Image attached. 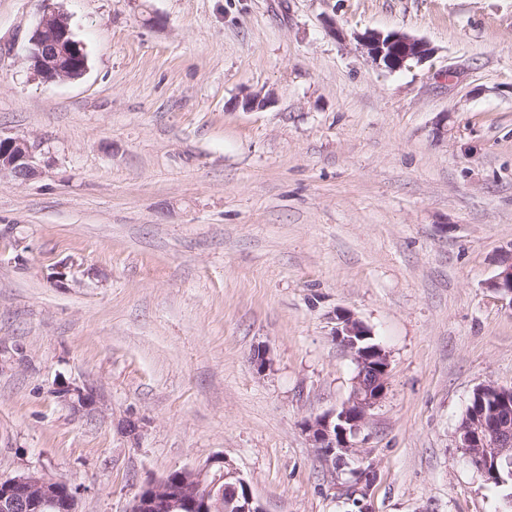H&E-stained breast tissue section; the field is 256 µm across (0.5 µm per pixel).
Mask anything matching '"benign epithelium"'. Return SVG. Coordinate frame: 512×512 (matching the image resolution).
<instances>
[{
	"label": "benign epithelium",
	"instance_id": "7a95c632",
	"mask_svg": "<svg viewBox=\"0 0 512 512\" xmlns=\"http://www.w3.org/2000/svg\"><path fill=\"white\" fill-rule=\"evenodd\" d=\"M368 58L390 72L401 70L408 63L423 62L434 50L418 38L401 32L369 30L355 35ZM28 60L34 74L46 83L74 80L87 69V54L81 42L74 39L69 18L58 11L43 14L29 39ZM40 145L26 137L0 134V178L27 183L41 172L38 158ZM73 278V267L62 263L54 268L51 282L66 288ZM486 287L509 301L512 307V250L498 260V272ZM333 341L349 352L356 365L348 399L342 405L302 423L312 447L323 462L338 467L347 457L358 452L353 439L367 426L375 409L388 389L390 375L389 353L381 346L374 350L359 347L357 337L362 335L364 323L349 311L334 315ZM53 395L73 410H91L97 396L89 389L60 384ZM512 405L508 399H499L483 412L472 426L457 438V448L480 470L512 451ZM220 467L211 471L206 465L199 469H181L177 475H167L157 483H147L139 491L130 512H264L240 472L221 458ZM355 482L350 485V497L359 512H369L367 499L372 491L376 471L374 467H360L354 471ZM0 512H78L80 491L64 485L42 470H27L1 480ZM234 491V497L224 502V489Z\"/></svg>",
	"mask_w": 512,
	"mask_h": 512
}]
</instances>
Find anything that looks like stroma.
Wrapping results in <instances>:
<instances>
[{
	"instance_id": "stroma-1",
	"label": "stroma",
	"mask_w": 512,
	"mask_h": 512,
	"mask_svg": "<svg viewBox=\"0 0 512 512\" xmlns=\"http://www.w3.org/2000/svg\"><path fill=\"white\" fill-rule=\"evenodd\" d=\"M50 7L79 79L30 69ZM368 30L434 53L378 68ZM0 134L43 153L0 180V479L129 512L222 457L264 512H351L302 427L349 396L348 310L390 355L372 512H512L456 446L474 390L512 387V306L486 286L512 247V0H0ZM52 393L59 401L77 412L95 409L97 404V396L89 389L60 384Z\"/></svg>"
}]
</instances>
